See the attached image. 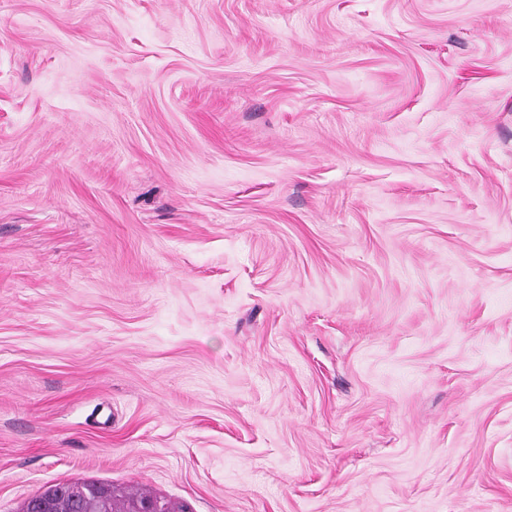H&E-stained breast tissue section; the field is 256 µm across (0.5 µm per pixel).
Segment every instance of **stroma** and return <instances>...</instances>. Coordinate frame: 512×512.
Masks as SVG:
<instances>
[{"mask_svg": "<svg viewBox=\"0 0 512 512\" xmlns=\"http://www.w3.org/2000/svg\"><path fill=\"white\" fill-rule=\"evenodd\" d=\"M512 512V0H0V512ZM81 483L76 484H66L54 486L49 488L44 493L33 496L26 503L23 512H29V508L31 503L36 498H43L48 501H53L57 499L58 494L61 490H64L65 487L72 488H82L84 492L81 493V496L76 498L75 500L70 502V508L72 509L69 512H117L114 510L113 501H112V487L111 485L107 486L102 484L103 482L96 481H79Z\"/></svg>", "mask_w": 512, "mask_h": 512, "instance_id": "stroma-1", "label": "stroma"}]
</instances>
